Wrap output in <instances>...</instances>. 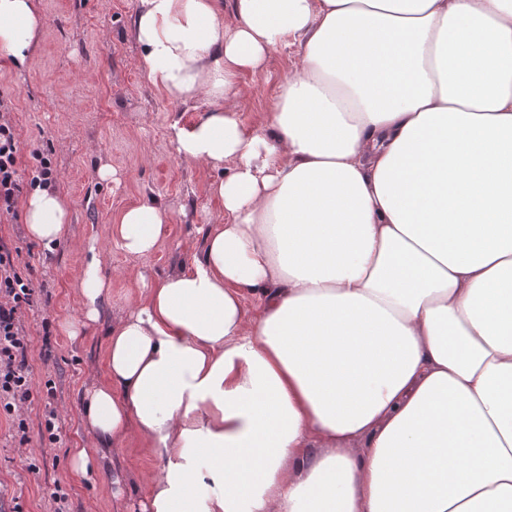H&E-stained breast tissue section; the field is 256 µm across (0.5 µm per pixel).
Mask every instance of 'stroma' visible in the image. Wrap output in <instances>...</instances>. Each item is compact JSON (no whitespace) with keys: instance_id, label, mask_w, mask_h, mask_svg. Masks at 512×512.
<instances>
[{"instance_id":"stroma-1","label":"stroma","mask_w":512,"mask_h":512,"mask_svg":"<svg viewBox=\"0 0 512 512\" xmlns=\"http://www.w3.org/2000/svg\"><path fill=\"white\" fill-rule=\"evenodd\" d=\"M138 0H41L42 34L32 63L15 67L0 57V94L11 101L9 119L21 145L20 168L29 172L32 152L51 148L56 188L71 203L69 236L53 249L31 240L24 222L0 223V238L20 250L31 267L33 306L24 314L31 335L28 373L37 395L26 411L28 446L36 472L0 419V512H52L50 492L68 499L70 512H140L145 477L157 463L138 446L113 449L90 478L70 470L83 437L81 394L94 384L105 346L106 320L127 315L140 284L182 271L202 259L207 233L223 218L212 192L218 174L177 154L170 141L173 121L191 126L210 109L207 99L170 102L148 80L133 21ZM296 50L275 51L257 74L242 73L224 96L226 108L241 112L248 127L262 126L277 89L297 63ZM113 170L101 180L102 166ZM165 207L171 222L155 251L131 256L108 244V227L126 208ZM105 245L103 272L112 292L104 321L70 338L64 324L80 316L74 286L82 272V242ZM53 356L41 358L44 346ZM59 414L62 439L50 443L44 410Z\"/></svg>"}]
</instances>
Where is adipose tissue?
<instances>
[{
    "instance_id": "1",
    "label": "adipose tissue",
    "mask_w": 512,
    "mask_h": 512,
    "mask_svg": "<svg viewBox=\"0 0 512 512\" xmlns=\"http://www.w3.org/2000/svg\"><path fill=\"white\" fill-rule=\"evenodd\" d=\"M134 31L161 93L208 99L170 132L224 211L82 394L87 441L158 461L142 512H512V0H139ZM40 33L35 0H0L1 56ZM289 47L247 129L225 93ZM23 211L66 237L57 190ZM169 222L134 206L109 236L141 256ZM86 249L71 337L110 293Z\"/></svg>"
}]
</instances>
